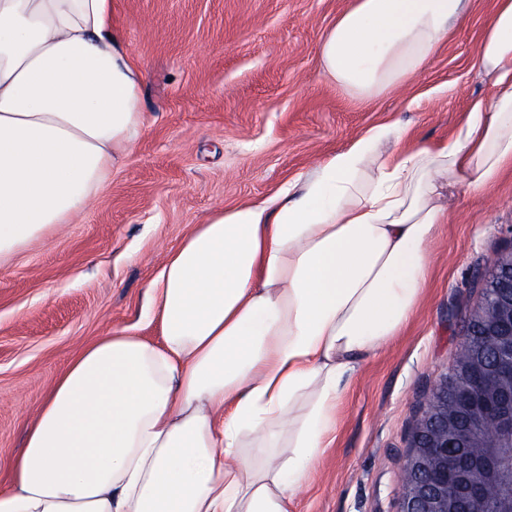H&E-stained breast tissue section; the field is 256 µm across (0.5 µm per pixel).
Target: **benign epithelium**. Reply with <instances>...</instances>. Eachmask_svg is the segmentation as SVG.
Segmentation results:
<instances>
[{
    "instance_id": "7a95c632",
    "label": "benign epithelium",
    "mask_w": 512,
    "mask_h": 512,
    "mask_svg": "<svg viewBox=\"0 0 512 512\" xmlns=\"http://www.w3.org/2000/svg\"><path fill=\"white\" fill-rule=\"evenodd\" d=\"M466 335L476 373L443 376L427 410L415 424L410 451L402 463L399 512H486L484 487L512 469L508 458L491 459L482 448L512 446V249L501 254L473 306ZM476 426H489L499 441L479 437ZM478 452L448 456V441Z\"/></svg>"
}]
</instances>
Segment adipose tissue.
I'll return each instance as SVG.
<instances>
[{"mask_svg": "<svg viewBox=\"0 0 512 512\" xmlns=\"http://www.w3.org/2000/svg\"><path fill=\"white\" fill-rule=\"evenodd\" d=\"M469 4L351 0L323 74L356 98L390 93ZM473 65L495 95L450 140L415 147L376 126L195 225L152 282L160 342L122 329L70 361L0 512H293L342 378L421 303L449 189L512 170V0H496ZM142 82L112 0H0V268L95 200L144 126Z\"/></svg>", "mask_w": 512, "mask_h": 512, "instance_id": "1", "label": "adipose tissue"}]
</instances>
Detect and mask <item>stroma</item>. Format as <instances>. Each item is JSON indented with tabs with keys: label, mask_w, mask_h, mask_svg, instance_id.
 I'll list each match as a JSON object with an SVG mask.
<instances>
[{
	"label": "stroma",
	"mask_w": 512,
	"mask_h": 512,
	"mask_svg": "<svg viewBox=\"0 0 512 512\" xmlns=\"http://www.w3.org/2000/svg\"><path fill=\"white\" fill-rule=\"evenodd\" d=\"M349 4L115 0V23L144 72L145 124L90 209L0 269V485L84 346L123 328L158 340L151 283L193 225L308 176L373 126L447 140L472 101L493 98L471 62L495 0H472L429 65L373 99L322 74L320 44ZM511 249L512 171L479 193L457 186L429 245L421 306L343 379L335 431L296 512H398L414 423L454 365L494 262Z\"/></svg>",
	"instance_id": "stroma-1"
}]
</instances>
